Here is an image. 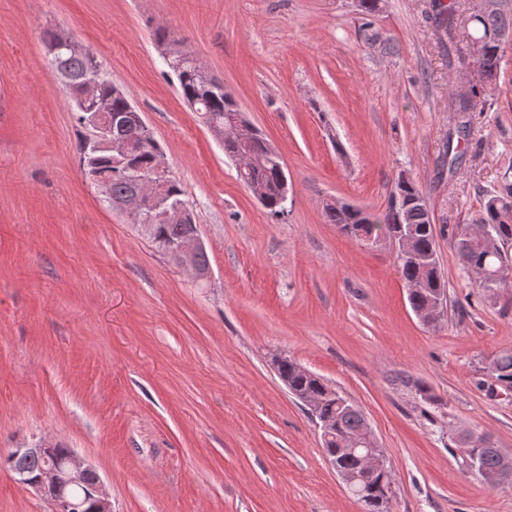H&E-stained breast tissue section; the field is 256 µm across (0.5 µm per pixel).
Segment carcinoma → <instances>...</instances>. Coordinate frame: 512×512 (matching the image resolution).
<instances>
[{"label":"carcinoma","instance_id":"obj_1","mask_svg":"<svg viewBox=\"0 0 512 512\" xmlns=\"http://www.w3.org/2000/svg\"><path fill=\"white\" fill-rule=\"evenodd\" d=\"M442 17L441 28L448 37H453L457 27L453 6L436 4ZM473 25L471 35L475 52V63L483 72L484 82L473 86L470 95L459 101L457 112L463 114V120L456 128L458 137L466 135L470 126V114L480 106H485L492 95L493 83L500 72L506 49L512 48V6L500 4L499 9L488 15L474 12L468 17ZM56 69L65 71L75 90L83 88L91 70L100 66L98 60L90 59L80 53L65 52L54 60ZM177 82V89L185 100L200 96L203 100L202 112L209 115L211 121L224 126L230 118L240 114L237 104L224 92V86L211 87L206 94H199L200 77L193 65L178 62L170 66ZM97 101L109 112H132L136 107L121 90L98 74ZM112 136L139 142L134 153L135 162L145 168H152L164 152L153 135H144L139 126L138 116L130 117L123 125L112 128ZM93 135L88 134L78 144L80 160L86 156L95 157L97 165L111 178L112 197L118 200L134 198L138 188L123 174L113 173L112 156L105 151L92 150ZM246 149L266 158V161L254 167L247 174L249 181L265 187V208L269 214L278 218L285 210L280 199V180L285 174L277 152L271 149L257 129L248 133L246 143L239 141L224 144V153L231 155ZM327 222L338 229L355 236L361 229L367 235L384 233L389 236L404 231H412L415 236L416 256L397 257L398 269L405 283H419L421 287L408 293L413 311L425 308L430 296H446V284L440 273L439 257L436 248V229L431 223L429 209L422 190L414 180L406 183L396 182L390 193L387 208L381 213L362 209L350 211L345 207L328 206L325 208ZM197 231V225L150 223L146 236L156 252L170 261H175L173 247L181 240ZM450 237L454 241L457 253L467 271L471 272L480 288H488V276L499 273L498 283L512 279V182L507 181L498 190L484 199L482 208L472 224H457L451 228ZM497 379L505 389L512 388V352H504L496 358L493 365ZM279 375L288 381V390L303 391L311 394L320 406V414L333 423L335 439L325 444L336 449V465L347 472L356 470L358 453L349 449L344 442L348 436L356 441V447L363 448L366 443V419L362 410L348 401L339 392L309 374L300 371V365L291 359H284ZM468 464L490 480L501 463L500 449L490 441L477 438L466 445ZM8 468H21L30 475H37L45 466L39 456L21 457L16 460L8 456L4 459ZM365 505L369 512H387L384 489L378 487L367 495Z\"/></svg>","mask_w":512,"mask_h":512}]
</instances>
